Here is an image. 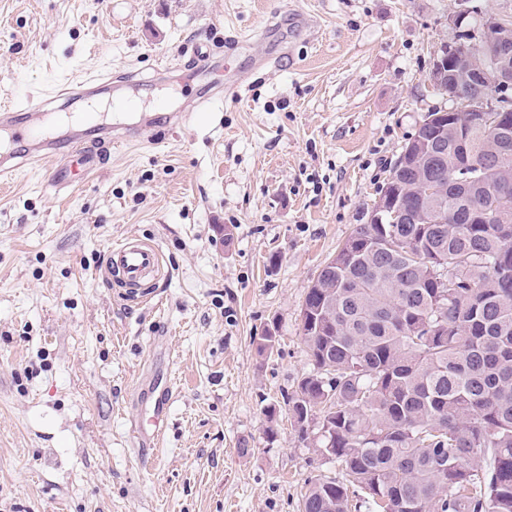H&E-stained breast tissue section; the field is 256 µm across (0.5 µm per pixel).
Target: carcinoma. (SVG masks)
I'll use <instances>...</instances> for the list:
<instances>
[{"label": "carcinoma", "instance_id": "carcinoma-1", "mask_svg": "<svg viewBox=\"0 0 512 512\" xmlns=\"http://www.w3.org/2000/svg\"><path fill=\"white\" fill-rule=\"evenodd\" d=\"M464 27L493 72L512 21ZM437 114L419 132L432 150L404 145L391 170L399 219L356 225L306 294L312 370L288 415L347 482L308 480L302 512H351L354 495L364 512H512V128ZM424 177L442 191L422 195Z\"/></svg>", "mask_w": 512, "mask_h": 512}]
</instances>
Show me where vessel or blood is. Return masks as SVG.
Returning <instances> with one entry per match:
<instances>
[{"mask_svg":"<svg viewBox=\"0 0 512 512\" xmlns=\"http://www.w3.org/2000/svg\"><path fill=\"white\" fill-rule=\"evenodd\" d=\"M192 71L197 75L210 77L215 91L234 94L236 84L223 80L222 72L205 44H195L192 51ZM112 83L111 75H99L88 80L60 86L54 92L55 98L76 99L94 89ZM32 99L16 100L0 105V131L11 139L28 142L29 147L21 153H0V182L10 181L22 166L43 170L44 186L54 194H61L74 183L75 167L94 170L99 163L98 149L103 145L120 142H133L139 139L141 131L134 127L103 128L96 138L86 139L83 134H74L68 142L60 143L49 139L42 125L28 124L25 113L34 109ZM192 111H169L166 103H159L154 117L149 118V126L174 128L189 122ZM103 277L119 275L125 288V297L130 301H143L154 298L158 282L165 279L166 272L162 254L157 244L134 237L127 238L112 246L107 253L106 263L101 271ZM172 399L171 389H164L153 407L149 425L137 426L133 440L139 463H147L157 450L164 437V421Z\"/></svg>","mask_w":512,"mask_h":512,"instance_id":"obj_1","label":"vessel or blood"}]
</instances>
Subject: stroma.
<instances>
[{
	"label": "stroma",
	"instance_id": "1",
	"mask_svg": "<svg viewBox=\"0 0 512 512\" xmlns=\"http://www.w3.org/2000/svg\"><path fill=\"white\" fill-rule=\"evenodd\" d=\"M471 4L512 20V0H0V102L136 72L99 101L191 106L206 79L152 75L198 42L247 76L193 125L112 146L66 193L33 172L0 184V512H300L309 477L341 478L288 419L311 370L300 312L446 106L433 60ZM267 52L279 66L256 69ZM130 236L162 251L158 306L98 276ZM168 381L164 446L143 468L136 399Z\"/></svg>",
	"mask_w": 512,
	"mask_h": 512
}]
</instances>
